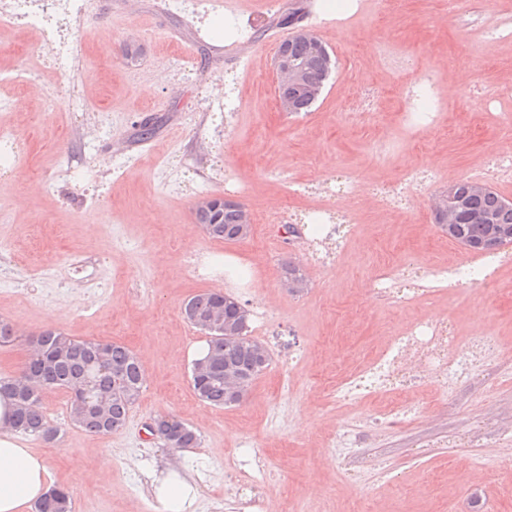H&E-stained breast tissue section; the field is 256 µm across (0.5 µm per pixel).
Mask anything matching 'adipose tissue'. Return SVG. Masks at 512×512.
<instances>
[{
    "label": "adipose tissue",
    "instance_id": "ef3b65f1",
    "mask_svg": "<svg viewBox=\"0 0 512 512\" xmlns=\"http://www.w3.org/2000/svg\"><path fill=\"white\" fill-rule=\"evenodd\" d=\"M11 401L0 396V512H23L50 488L46 459L20 444L10 423Z\"/></svg>",
    "mask_w": 512,
    "mask_h": 512
}]
</instances>
